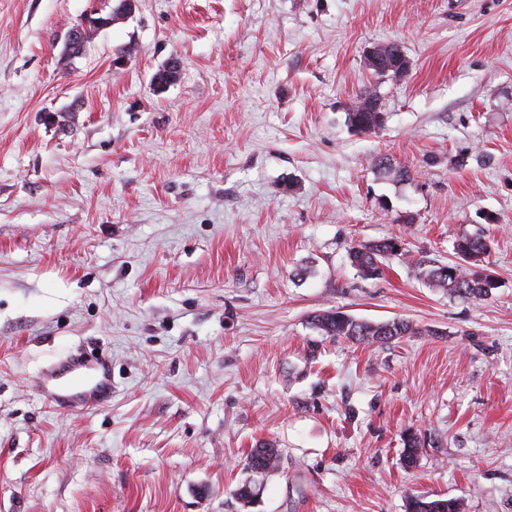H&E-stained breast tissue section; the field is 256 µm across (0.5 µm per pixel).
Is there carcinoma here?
I'll return each mask as SVG.
<instances>
[{"instance_id": "cac0c4a2", "label": "carcinoma", "mask_w": 512, "mask_h": 512, "mask_svg": "<svg viewBox=\"0 0 512 512\" xmlns=\"http://www.w3.org/2000/svg\"><path fill=\"white\" fill-rule=\"evenodd\" d=\"M377 94L366 87L351 112L348 123L358 131H371L380 126V113L366 111L369 101ZM491 250V242L484 236H466L456 244L459 261L441 264L421 271L423 278L434 288L448 291V296L468 300H484L492 296L497 281L491 274L474 270ZM408 255L405 239L401 235L375 242H359L348 251L350 264L359 274L372 279L382 275L386 262ZM311 324L322 335L341 337L352 343L385 345L414 333L412 324L402 318L370 322L357 319L342 311H324L312 317ZM421 441L414 435L405 440L403 460L410 467L416 463ZM278 464V450L271 442H263L251 449L247 457L248 468L254 473H267ZM407 512H465V503L460 498L429 500L421 495L407 498Z\"/></svg>"}]
</instances>
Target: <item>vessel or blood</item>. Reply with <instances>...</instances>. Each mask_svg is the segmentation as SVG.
Here are the masks:
<instances>
[{
	"label": "vessel or blood",
	"instance_id": "obj_1",
	"mask_svg": "<svg viewBox=\"0 0 512 512\" xmlns=\"http://www.w3.org/2000/svg\"><path fill=\"white\" fill-rule=\"evenodd\" d=\"M38 387L50 406L77 411L111 400L112 372L106 359L72 354L43 372Z\"/></svg>",
	"mask_w": 512,
	"mask_h": 512
}]
</instances>
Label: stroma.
<instances>
[{"label":"stroma","mask_w":512,"mask_h":512,"mask_svg":"<svg viewBox=\"0 0 512 512\" xmlns=\"http://www.w3.org/2000/svg\"><path fill=\"white\" fill-rule=\"evenodd\" d=\"M115 4L0 0V512H512V0H136L63 58ZM390 42L398 79L366 64ZM395 234L362 278L349 248ZM472 235L483 301L420 275ZM336 309L416 332L312 328ZM77 350L112 401L54 410L37 379ZM119 2V5L113 9V14L111 13L109 17H95V15H98L97 12L90 13L81 27L70 32L66 40L67 57L74 58L82 54L87 41V34L91 30L99 29L104 25L110 26L116 20L125 19L131 14L135 1L120 0ZM372 98L377 100L372 103L370 108L372 112H365L366 106ZM381 113L384 114V112L381 111L379 97L371 90V88L366 87L360 91L359 99L352 111L348 112L347 119L349 125L355 130L368 132L381 125ZM407 255L405 239L400 235H393L375 242H359L348 251L350 264L367 279L381 276L388 260L405 259ZM311 324L323 336L365 345H385L414 333L412 324L402 318L370 322L337 310L314 315ZM278 450L271 442H263L252 448L248 457V468L254 473H268L278 464ZM465 503L460 498L428 500L421 495L407 498V512H464Z\"/></svg>","instance_id":"obj_1"}]
</instances>
